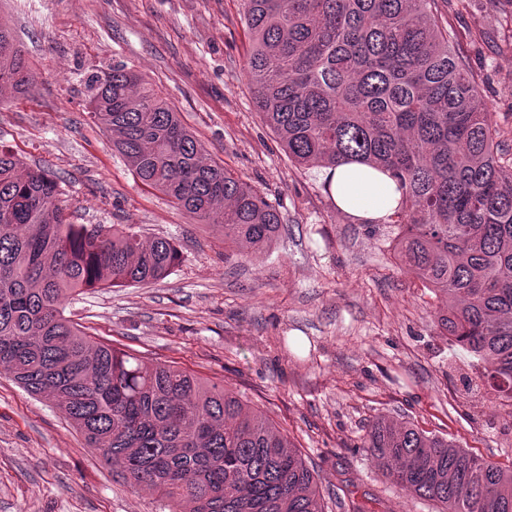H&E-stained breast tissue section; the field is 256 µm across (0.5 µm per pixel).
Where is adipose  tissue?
Here are the masks:
<instances>
[{
	"instance_id": "ef3b65f1",
	"label": "adipose tissue",
	"mask_w": 512,
	"mask_h": 512,
	"mask_svg": "<svg viewBox=\"0 0 512 512\" xmlns=\"http://www.w3.org/2000/svg\"><path fill=\"white\" fill-rule=\"evenodd\" d=\"M325 178L337 208L358 221L384 223L400 205L396 182L367 165L343 162L326 170Z\"/></svg>"
}]
</instances>
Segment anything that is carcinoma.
Returning <instances> with one entry per match:
<instances>
[{
    "label": "carcinoma",
    "instance_id": "cac0c4a2",
    "mask_svg": "<svg viewBox=\"0 0 512 512\" xmlns=\"http://www.w3.org/2000/svg\"><path fill=\"white\" fill-rule=\"evenodd\" d=\"M257 110L299 167L349 160L402 192L401 267L448 306L440 333L480 363L475 384L512 407V179L494 113L439 25L437 0H242ZM89 80L96 121L138 180L224 244L263 247L280 212L204 148L124 64ZM32 75L0 21V89ZM180 262L131 224H73L45 167L0 143V367L49 401L130 487L169 512H325L315 472L266 416L222 384L147 366L64 315L104 286L142 287ZM361 447L393 483L442 512H512V468L409 422L379 418Z\"/></svg>",
    "mask_w": 512,
    "mask_h": 512
}]
</instances>
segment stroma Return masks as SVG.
Instances as JSON below:
<instances>
[{"label": "stroma", "instance_id": "obj_1", "mask_svg": "<svg viewBox=\"0 0 512 512\" xmlns=\"http://www.w3.org/2000/svg\"><path fill=\"white\" fill-rule=\"evenodd\" d=\"M449 44L512 146V0H449ZM33 68L0 106V141L47 167L76 224H132L181 260L143 287L74 297L90 335L244 394L313 467L326 512H437L362 449L378 418L406 419L512 466V408L466 386L474 357L450 345L439 298L394 256L399 229L333 203L320 169L291 163L256 110L241 0H0ZM123 64L166 98L207 158L278 203L267 247L225 258L224 230L143 185L87 109L88 78ZM0 512H168L87 448L45 399L0 369Z\"/></svg>", "mask_w": 512, "mask_h": 512}]
</instances>
